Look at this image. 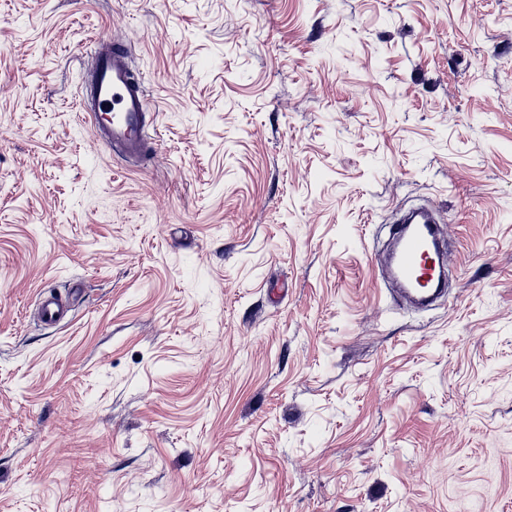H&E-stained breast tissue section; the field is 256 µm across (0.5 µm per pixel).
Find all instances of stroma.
<instances>
[{
    "mask_svg": "<svg viewBox=\"0 0 512 512\" xmlns=\"http://www.w3.org/2000/svg\"><path fill=\"white\" fill-rule=\"evenodd\" d=\"M96 38L146 160L74 108ZM0 512H512V0H0ZM399 223L394 231L396 248L388 258L390 272L405 296L424 307L438 296L440 280L446 271L436 213L419 208ZM406 224L420 226L413 228ZM71 311L70 302L52 291L45 293L40 302L41 321L48 325H58L67 320Z\"/></svg>",
    "mask_w": 512,
    "mask_h": 512,
    "instance_id": "obj_1",
    "label": "stroma"
}]
</instances>
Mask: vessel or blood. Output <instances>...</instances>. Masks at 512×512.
Wrapping results in <instances>:
<instances>
[{
    "instance_id": "b4317fda",
    "label": "vessel or blood",
    "mask_w": 512,
    "mask_h": 512,
    "mask_svg": "<svg viewBox=\"0 0 512 512\" xmlns=\"http://www.w3.org/2000/svg\"><path fill=\"white\" fill-rule=\"evenodd\" d=\"M77 106L91 116L109 114V121L95 125L97 140L130 157L147 154L145 81L134 75L125 47L109 40L97 42ZM395 236L396 248L388 258L390 272L406 297L427 306L437 297L445 270L435 211L411 212L397 226ZM70 311L69 301L61 295L48 292L41 298L40 318L45 324L62 323Z\"/></svg>"
}]
</instances>
